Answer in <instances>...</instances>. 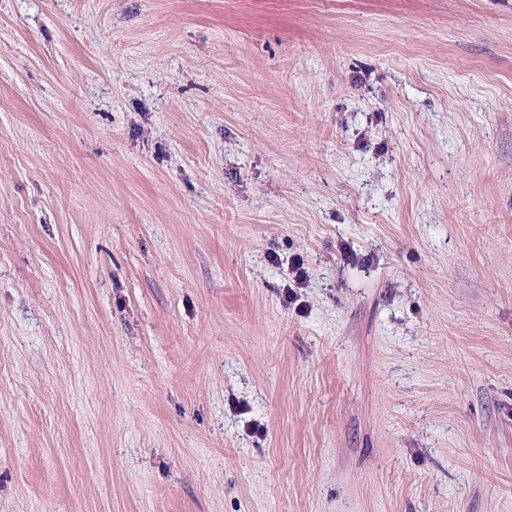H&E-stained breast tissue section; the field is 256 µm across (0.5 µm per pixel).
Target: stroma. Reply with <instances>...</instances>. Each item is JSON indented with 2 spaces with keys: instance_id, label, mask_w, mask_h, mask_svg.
<instances>
[{
  "instance_id": "obj_1",
  "label": "stroma",
  "mask_w": 512,
  "mask_h": 512,
  "mask_svg": "<svg viewBox=\"0 0 512 512\" xmlns=\"http://www.w3.org/2000/svg\"><path fill=\"white\" fill-rule=\"evenodd\" d=\"M0 512H512V0H0Z\"/></svg>"
}]
</instances>
